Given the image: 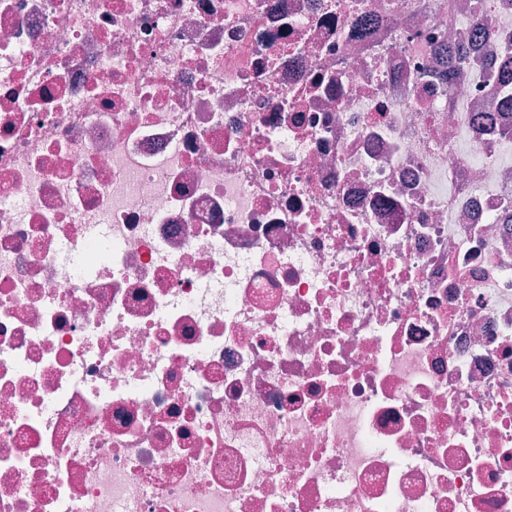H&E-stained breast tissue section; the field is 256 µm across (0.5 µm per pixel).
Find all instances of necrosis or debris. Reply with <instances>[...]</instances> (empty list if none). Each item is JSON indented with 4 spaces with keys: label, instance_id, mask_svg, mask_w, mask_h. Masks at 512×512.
<instances>
[{
    "label": "necrosis or debris",
    "instance_id": "4bbe7bcc",
    "mask_svg": "<svg viewBox=\"0 0 512 512\" xmlns=\"http://www.w3.org/2000/svg\"><path fill=\"white\" fill-rule=\"evenodd\" d=\"M0 512H512V0H0Z\"/></svg>",
    "mask_w": 512,
    "mask_h": 512
}]
</instances>
